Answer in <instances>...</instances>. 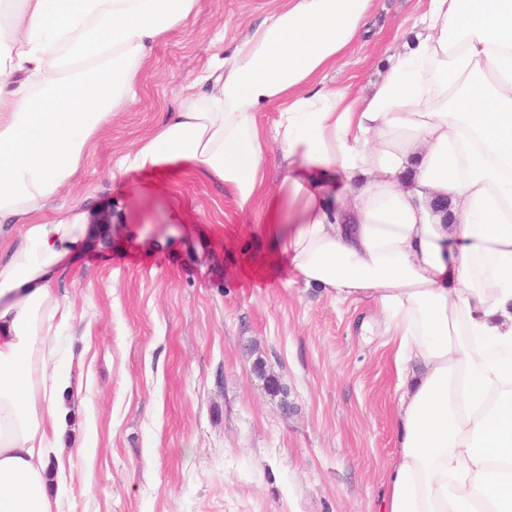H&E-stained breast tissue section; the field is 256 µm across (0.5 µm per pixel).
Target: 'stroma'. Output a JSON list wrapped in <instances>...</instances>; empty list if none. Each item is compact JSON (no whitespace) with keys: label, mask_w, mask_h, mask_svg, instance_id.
I'll return each mask as SVG.
<instances>
[{"label":"stroma","mask_w":512,"mask_h":512,"mask_svg":"<svg viewBox=\"0 0 512 512\" xmlns=\"http://www.w3.org/2000/svg\"><path fill=\"white\" fill-rule=\"evenodd\" d=\"M274 0H204L147 59L135 104L88 147L68 202L92 197L94 236L58 280L75 309L65 338L78 390L65 394L54 512H379L397 448L400 392L381 315L292 283L260 210L192 172L170 198L126 199L112 166L180 103L226 42ZM419 0H377L365 39L327 78L365 86L404 43ZM277 375L270 394L252 370Z\"/></svg>","instance_id":"35a3bbf8"}]
</instances>
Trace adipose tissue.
I'll use <instances>...</instances> for the list:
<instances>
[{"label": "adipose tissue", "mask_w": 512, "mask_h": 512, "mask_svg": "<svg viewBox=\"0 0 512 512\" xmlns=\"http://www.w3.org/2000/svg\"><path fill=\"white\" fill-rule=\"evenodd\" d=\"M421 2L363 92L324 78L376 0H279L112 176L224 185L262 204L298 281L374 304L401 391L384 512H512V0ZM201 3L0 0V240L21 233L0 251V512H53L67 490L54 283L92 227L80 205L44 211Z\"/></svg>", "instance_id": "obj_1"}]
</instances>
